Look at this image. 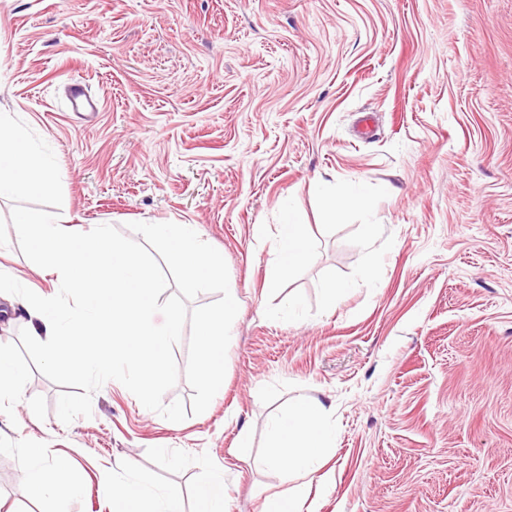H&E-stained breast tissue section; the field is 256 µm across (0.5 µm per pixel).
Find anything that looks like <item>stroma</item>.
I'll return each mask as SVG.
<instances>
[{"label":"stroma","mask_w":512,"mask_h":512,"mask_svg":"<svg viewBox=\"0 0 512 512\" xmlns=\"http://www.w3.org/2000/svg\"><path fill=\"white\" fill-rule=\"evenodd\" d=\"M74 84L94 109H71ZM0 112L54 151L60 215L86 231L196 225L239 307L204 413L169 424L109 381L92 417L65 424L61 386L0 299V346L27 369L0 398V512H111L118 460L179 487L185 512L211 471L228 512H262L286 487L260 462L269 425L300 398L333 432L303 490L311 512H512V0H0ZM338 180L388 191L379 284L330 313L267 319L274 253L254 230L276 228L283 200L319 245L285 294L316 302L323 272L360 259L351 227L321 228L316 186ZM12 207L0 199V272L54 296ZM31 448L70 460L81 496L31 499Z\"/></svg>","instance_id":"obj_1"}]
</instances>
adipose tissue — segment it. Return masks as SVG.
<instances>
[{"mask_svg": "<svg viewBox=\"0 0 512 512\" xmlns=\"http://www.w3.org/2000/svg\"><path fill=\"white\" fill-rule=\"evenodd\" d=\"M270 453L265 463L284 480L302 477L319 465L332 446L326 409L316 401L299 400L276 416L269 430ZM32 468L28 490L32 497L70 499L80 483L68 461L41 462V451L29 449ZM113 512H183L182 493L175 487L156 488L140 480L131 464L119 463L105 483Z\"/></svg>", "mask_w": 512, "mask_h": 512, "instance_id": "1", "label": "adipose tissue"}]
</instances>
